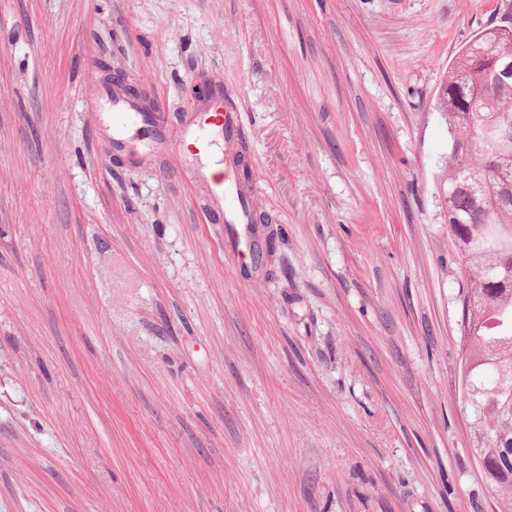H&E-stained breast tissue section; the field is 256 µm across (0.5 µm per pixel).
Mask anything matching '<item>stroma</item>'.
<instances>
[{
  "label": "stroma",
  "instance_id": "obj_1",
  "mask_svg": "<svg viewBox=\"0 0 512 512\" xmlns=\"http://www.w3.org/2000/svg\"><path fill=\"white\" fill-rule=\"evenodd\" d=\"M512 0H0V512H492L435 107ZM167 117L112 152L106 74ZM230 94L276 276L174 148Z\"/></svg>",
  "mask_w": 512,
  "mask_h": 512
}]
</instances>
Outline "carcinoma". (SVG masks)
<instances>
[{
  "mask_svg": "<svg viewBox=\"0 0 512 512\" xmlns=\"http://www.w3.org/2000/svg\"><path fill=\"white\" fill-rule=\"evenodd\" d=\"M512 60V31L487 29L453 61L436 108L448 124V237L461 277L459 387L473 452L512 512V76L471 66Z\"/></svg>",
  "mask_w": 512,
  "mask_h": 512,
  "instance_id": "1",
  "label": "carcinoma"
}]
</instances>
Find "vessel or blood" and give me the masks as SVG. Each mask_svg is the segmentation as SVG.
Instances as JSON below:
<instances>
[{
	"label": "vessel or blood",
	"mask_w": 512,
	"mask_h": 512,
	"mask_svg": "<svg viewBox=\"0 0 512 512\" xmlns=\"http://www.w3.org/2000/svg\"><path fill=\"white\" fill-rule=\"evenodd\" d=\"M110 100L115 152L125 151L132 130L151 126L163 131L164 114L142 111L117 90L112 92ZM244 140L242 114L229 98L196 112L178 136L180 146L186 151L185 162L193 163L196 182L202 184L211 209L224 223L225 252L231 256L247 255L254 263L264 250L265 239L263 227L253 221L251 197L244 188L237 164ZM218 147L224 150V163L221 173L214 175L200 159Z\"/></svg>",
	"instance_id": "obj_1"
}]
</instances>
